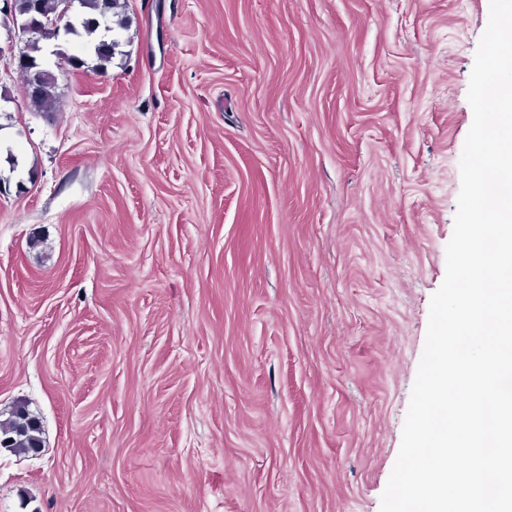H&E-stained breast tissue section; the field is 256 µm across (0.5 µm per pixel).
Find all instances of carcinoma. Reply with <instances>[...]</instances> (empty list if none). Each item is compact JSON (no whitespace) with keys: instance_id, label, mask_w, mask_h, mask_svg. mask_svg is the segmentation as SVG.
<instances>
[{"instance_id":"1","label":"carcinoma","mask_w":512,"mask_h":512,"mask_svg":"<svg viewBox=\"0 0 512 512\" xmlns=\"http://www.w3.org/2000/svg\"><path fill=\"white\" fill-rule=\"evenodd\" d=\"M64 2L14 0L13 9L0 13L1 26L11 23L14 15L30 27H37L46 19H56L62 25L60 31L27 39L18 53V66L23 77L35 76L40 82L38 94L30 97L29 103L46 116L57 112L59 99L55 74L39 62L42 41L61 34L83 41L87 54L94 61L91 70L100 72L112 64V58L121 45L114 32L104 26L103 17L110 16L112 24L119 29L128 27L127 0H70L71 6L66 12L63 11ZM0 447L25 455L40 452L43 447L41 424L27 404H15L8 417L0 420Z\"/></svg>"}]
</instances>
